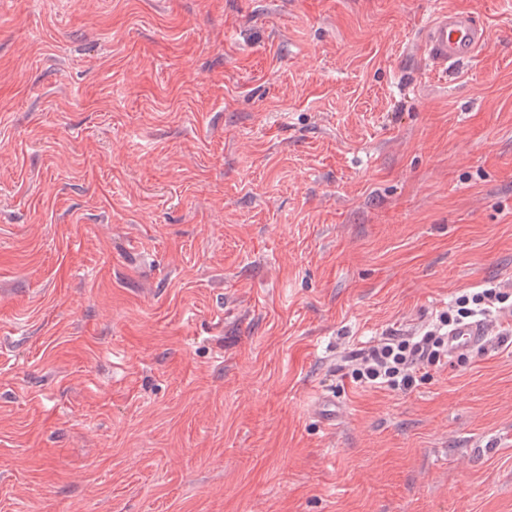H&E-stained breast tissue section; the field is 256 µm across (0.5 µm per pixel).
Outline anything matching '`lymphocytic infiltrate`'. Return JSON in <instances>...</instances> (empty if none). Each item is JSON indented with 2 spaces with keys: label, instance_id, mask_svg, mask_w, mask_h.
<instances>
[{
  "label": "lymphocytic infiltrate",
  "instance_id": "1",
  "mask_svg": "<svg viewBox=\"0 0 512 512\" xmlns=\"http://www.w3.org/2000/svg\"><path fill=\"white\" fill-rule=\"evenodd\" d=\"M486 321L496 336L512 335V294L489 282L458 296L425 329L405 335L389 334L362 351L350 372L354 381L394 392H411L425 365L448 354V331L470 320Z\"/></svg>",
  "mask_w": 512,
  "mask_h": 512
}]
</instances>
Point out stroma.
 Segmentation results:
<instances>
[{"label": "stroma", "instance_id": "stroma-1", "mask_svg": "<svg viewBox=\"0 0 512 512\" xmlns=\"http://www.w3.org/2000/svg\"><path fill=\"white\" fill-rule=\"evenodd\" d=\"M487 281L506 0H0V512H512V343L347 375ZM488 43L487 29L468 13H444L428 23L422 54L432 70L448 72Z\"/></svg>", "mask_w": 512, "mask_h": 512}]
</instances>
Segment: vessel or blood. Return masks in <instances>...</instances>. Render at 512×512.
I'll use <instances>...</instances> for the list:
<instances>
[{"label": "vessel or blood", "mask_w": 512, "mask_h": 512, "mask_svg": "<svg viewBox=\"0 0 512 512\" xmlns=\"http://www.w3.org/2000/svg\"><path fill=\"white\" fill-rule=\"evenodd\" d=\"M489 42L488 32L469 14L444 13L431 20L425 30L422 54L429 67L438 72L455 69L472 58ZM487 328L483 321L465 324L449 337L451 352H461L484 343Z\"/></svg>", "instance_id": "obj_1"}]
</instances>
